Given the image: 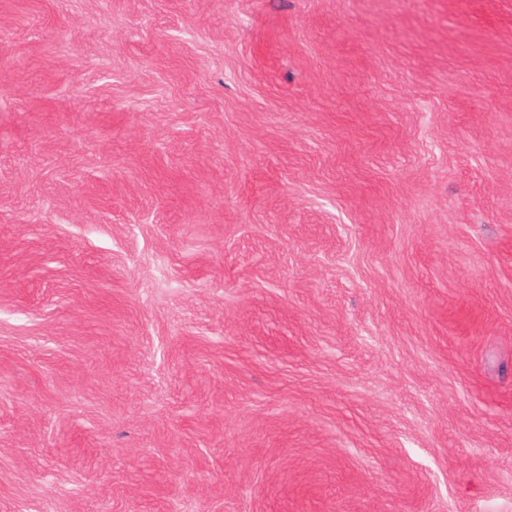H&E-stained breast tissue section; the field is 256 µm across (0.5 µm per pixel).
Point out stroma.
Wrapping results in <instances>:
<instances>
[{
	"label": "stroma",
	"instance_id": "stroma-1",
	"mask_svg": "<svg viewBox=\"0 0 512 512\" xmlns=\"http://www.w3.org/2000/svg\"><path fill=\"white\" fill-rule=\"evenodd\" d=\"M0 512H512V0H0Z\"/></svg>",
	"mask_w": 512,
	"mask_h": 512
}]
</instances>
